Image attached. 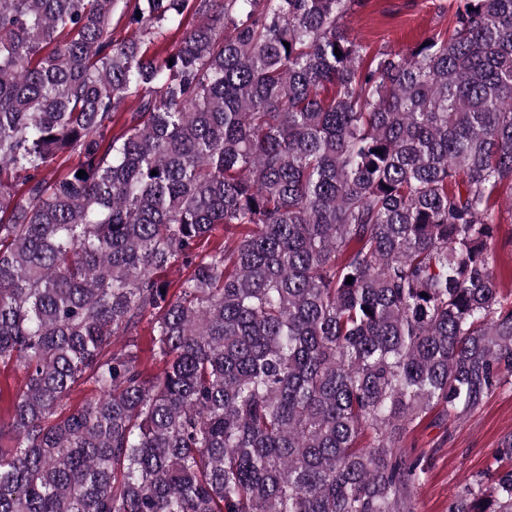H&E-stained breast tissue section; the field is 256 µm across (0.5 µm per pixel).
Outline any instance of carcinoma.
Returning <instances> with one entry per match:
<instances>
[{
  "label": "carcinoma",
  "instance_id": "obj_1",
  "mask_svg": "<svg viewBox=\"0 0 512 512\" xmlns=\"http://www.w3.org/2000/svg\"><path fill=\"white\" fill-rule=\"evenodd\" d=\"M358 2L0 0V512H416L397 435L512 390V0L374 52ZM508 195L509 190H504L501 204L503 223L500 227L497 252L505 276L506 286L510 288V286L512 287V218L507 210L509 207V201L507 200ZM23 385V374L12 366L0 367V418L8 420V408L11 397Z\"/></svg>",
  "mask_w": 512,
  "mask_h": 512
}]
</instances>
